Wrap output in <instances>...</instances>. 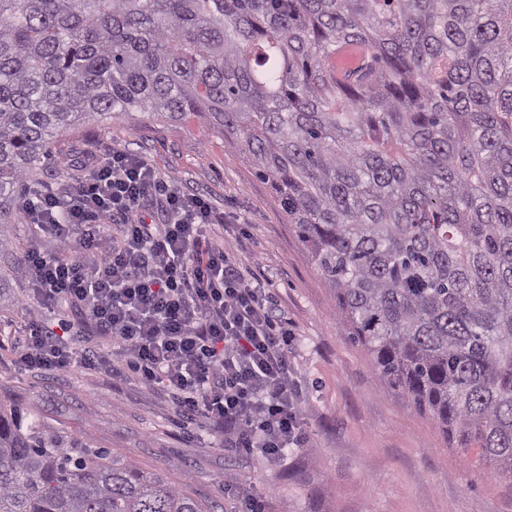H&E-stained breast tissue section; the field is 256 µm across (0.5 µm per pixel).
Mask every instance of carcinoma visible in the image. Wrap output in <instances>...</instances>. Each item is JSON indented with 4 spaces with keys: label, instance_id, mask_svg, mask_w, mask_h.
<instances>
[{
    "label": "carcinoma",
    "instance_id": "carcinoma-1",
    "mask_svg": "<svg viewBox=\"0 0 512 512\" xmlns=\"http://www.w3.org/2000/svg\"><path fill=\"white\" fill-rule=\"evenodd\" d=\"M199 117L275 187L379 379L512 482V0H0V250L94 116ZM0 512H214L0 402Z\"/></svg>",
    "mask_w": 512,
    "mask_h": 512
}]
</instances>
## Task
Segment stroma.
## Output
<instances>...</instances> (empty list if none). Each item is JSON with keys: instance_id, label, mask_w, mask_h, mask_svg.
I'll use <instances>...</instances> for the list:
<instances>
[{"instance_id": "1", "label": "stroma", "mask_w": 512, "mask_h": 512, "mask_svg": "<svg viewBox=\"0 0 512 512\" xmlns=\"http://www.w3.org/2000/svg\"><path fill=\"white\" fill-rule=\"evenodd\" d=\"M115 150L134 154L186 193L207 200L224 221L207 236L230 260L272 283V307L294 333L291 362L305 407L306 443L279 459L231 453L208 423L180 427L161 396L110 373L24 370L16 361L31 305L24 257L31 247L77 255L34 237L26 215L10 225L0 274V402L34 407L49 423L109 449L202 503L239 512L246 496L265 512H512V482L465 458L426 414L377 377L371 356L342 328L336 299L298 241L268 182L235 145L199 121L149 113L135 121H90L58 135L33 186L81 180Z\"/></svg>"}]
</instances>
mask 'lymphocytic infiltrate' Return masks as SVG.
<instances>
[{
  "mask_svg": "<svg viewBox=\"0 0 512 512\" xmlns=\"http://www.w3.org/2000/svg\"><path fill=\"white\" fill-rule=\"evenodd\" d=\"M152 198L164 207V223L143 216ZM26 213L38 234L77 241L82 255L28 251L36 303L26 309L21 367H104L137 380L167 396L184 423L223 428L230 451L254 448L274 460L303 445L293 332L276 320L268 282L209 244L207 229L221 218L204 199L116 150L90 165L78 188L41 190ZM62 303L111 349L72 346L45 326L42 309Z\"/></svg>",
  "mask_w": 512,
  "mask_h": 512,
  "instance_id": "lymphocytic-infiltrate-1",
  "label": "lymphocytic infiltrate"
}]
</instances>
